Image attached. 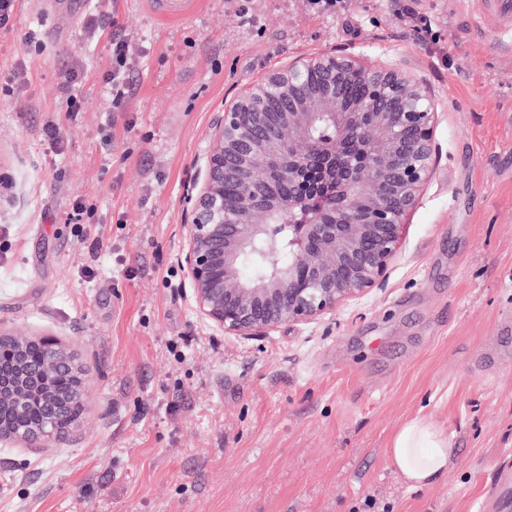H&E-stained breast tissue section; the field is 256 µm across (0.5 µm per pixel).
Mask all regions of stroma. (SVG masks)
Returning a JSON list of instances; mask_svg holds the SVG:
<instances>
[{
  "label": "stroma",
  "mask_w": 512,
  "mask_h": 512,
  "mask_svg": "<svg viewBox=\"0 0 512 512\" xmlns=\"http://www.w3.org/2000/svg\"><path fill=\"white\" fill-rule=\"evenodd\" d=\"M251 7L245 25L235 0L175 19L88 0L61 34L46 0H16L0 27V329L57 340L89 377L63 440L0 441V512H491L512 471V54L469 36L463 0ZM117 34L121 112L105 95ZM345 48L427 84L436 173L379 286L306 324L224 334L180 262L213 123L269 69ZM418 415L457 453L413 490L386 448ZM131 57L126 43L119 39L112 40V73L107 79V84H111V108L116 112L121 109L131 90V85L127 79L130 70Z\"/></svg>",
  "instance_id": "1"
}]
</instances>
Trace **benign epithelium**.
<instances>
[{
    "instance_id": "1",
    "label": "benign epithelium",
    "mask_w": 512,
    "mask_h": 512,
    "mask_svg": "<svg viewBox=\"0 0 512 512\" xmlns=\"http://www.w3.org/2000/svg\"><path fill=\"white\" fill-rule=\"evenodd\" d=\"M350 81L364 97L342 93ZM437 122L423 81L349 50L296 57L241 91L213 124L190 198L181 263L199 314L227 334L265 336L377 287L435 174ZM283 211L295 218L291 260L245 277L242 255L278 234L269 218ZM85 384L69 349L0 330V440L64 438L84 414Z\"/></svg>"
}]
</instances>
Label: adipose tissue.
Instances as JSON below:
<instances>
[{
	"label": "adipose tissue",
	"mask_w": 512,
	"mask_h": 512,
	"mask_svg": "<svg viewBox=\"0 0 512 512\" xmlns=\"http://www.w3.org/2000/svg\"><path fill=\"white\" fill-rule=\"evenodd\" d=\"M454 456L447 433L422 416L406 421L387 449L390 466L413 489L445 478Z\"/></svg>",
	"instance_id": "ef3b65f1"
}]
</instances>
